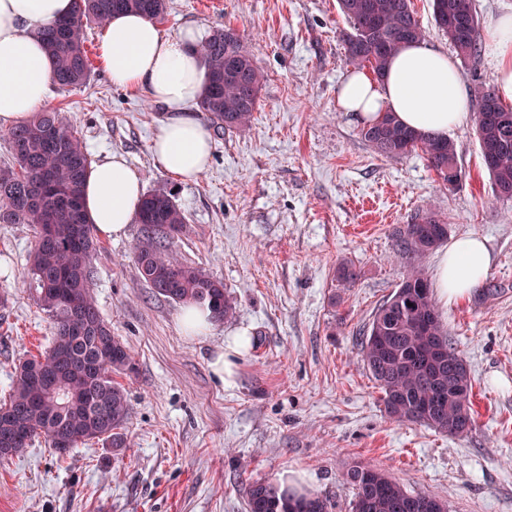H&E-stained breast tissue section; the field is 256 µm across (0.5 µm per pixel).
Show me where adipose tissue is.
<instances>
[{
  "instance_id": "obj_1",
  "label": "adipose tissue",
  "mask_w": 512,
  "mask_h": 512,
  "mask_svg": "<svg viewBox=\"0 0 512 512\" xmlns=\"http://www.w3.org/2000/svg\"><path fill=\"white\" fill-rule=\"evenodd\" d=\"M73 8L74 0H0V127L28 120L44 106L55 79L41 33ZM205 36L197 26L167 36L145 16L124 12L107 20L99 42L100 61L113 85L142 91L165 108L167 116L157 126L150 151L167 173L182 181L196 179L211 158V134L196 112L205 88L197 46ZM487 41L496 62L495 93L512 102L511 13L489 25ZM337 102L363 122H374L388 110L402 125L442 138L470 116L455 62L423 42L404 46L384 77L351 72ZM143 195L140 174L123 155L112 154L88 171L83 188L88 221L100 233L121 237ZM492 261L485 239L465 235L452 240L434 272L438 295L464 296L488 273Z\"/></svg>"
}]
</instances>
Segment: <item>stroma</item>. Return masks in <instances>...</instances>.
I'll return each mask as SVG.
<instances>
[{"label": "stroma", "mask_w": 512, "mask_h": 512, "mask_svg": "<svg viewBox=\"0 0 512 512\" xmlns=\"http://www.w3.org/2000/svg\"><path fill=\"white\" fill-rule=\"evenodd\" d=\"M232 29L263 75L250 126L212 137L210 167L192 182L169 175L149 144L164 116L140 91L114 86L102 67V26L87 31L93 76L53 88L48 108L74 126L92 161L126 156L146 190L172 194L188 232L170 258L223 280L233 318L207 336L183 335L178 304L139 276L125 237L98 235L93 294L131 352L116 375L131 415L126 445L93 440L59 456L43 439L0 461V512H248L244 485L293 471L348 512L342 480L362 460L448 512H512V200L495 199L474 122L452 133L462 180L445 188L421 153L376 154L363 123L337 105L352 65L337 0H167L159 28ZM421 209L448 222L449 238H486L487 274L500 291L437 300L471 376L474 429L448 437L389 418L360 342L405 268L393 232ZM33 245L26 224H0V399L16 366L51 343L53 324L22 283ZM358 273L339 286L340 263ZM251 343L233 386L209 362L225 336Z\"/></svg>", "instance_id": "35a3bbf8"}]
</instances>
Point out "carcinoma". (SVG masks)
Wrapping results in <instances>:
<instances>
[{"label": "carcinoma", "instance_id": "obj_1", "mask_svg": "<svg viewBox=\"0 0 512 512\" xmlns=\"http://www.w3.org/2000/svg\"><path fill=\"white\" fill-rule=\"evenodd\" d=\"M350 31L342 41L349 62L383 76L390 58L426 29L411 0H338ZM436 27L458 56H479L480 26L472 0H432ZM136 12L161 21L166 0H75L73 13L43 32L62 88L86 85L91 63L85 31L113 14ZM207 82L197 107L216 131L248 125L260 101L262 75L233 32L214 29L199 48ZM475 130L493 192L512 199V108L495 93L475 89ZM378 154L400 158L421 152L443 185L462 176L455 142L422 135L387 112L360 130ZM11 161L0 165V224H27L34 246L22 282L52 321L51 345L18 365L7 402L0 404V460L21 453L44 438L58 449L101 440L126 447L129 417L125 388L112 375L134 370L127 348L102 318L93 296V225L82 206V188L91 158L79 133L54 112H38L7 132ZM142 237L133 259L142 280L176 304L206 303L215 322L236 313L224 282L201 266L177 263L167 243L187 232V221L172 196L162 190L144 195L135 216ZM397 254L407 260L399 287L376 309L361 339V357L383 393L386 414L397 422L421 423L449 437L472 431V381L465 361L444 328L425 272L428 255L448 237V224L431 210L415 213L394 231ZM94 358L98 371L80 365ZM352 490L349 512H435L446 506L432 494H411L399 481L370 463L357 461L344 473ZM248 512H328L327 499L293 495L272 481L245 485Z\"/></svg>", "mask_w": 512, "mask_h": 512}]
</instances>
